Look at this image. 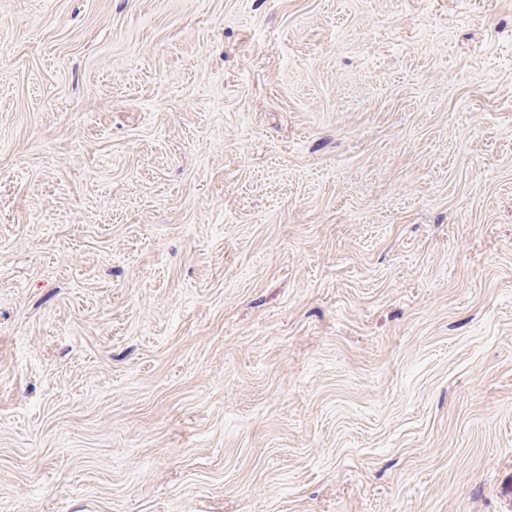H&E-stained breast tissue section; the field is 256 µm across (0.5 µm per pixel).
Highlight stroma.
<instances>
[{
    "label": "stroma",
    "instance_id": "35a3bbf8",
    "mask_svg": "<svg viewBox=\"0 0 512 512\" xmlns=\"http://www.w3.org/2000/svg\"><path fill=\"white\" fill-rule=\"evenodd\" d=\"M512 0H0V512H512Z\"/></svg>",
    "mask_w": 512,
    "mask_h": 512
}]
</instances>
